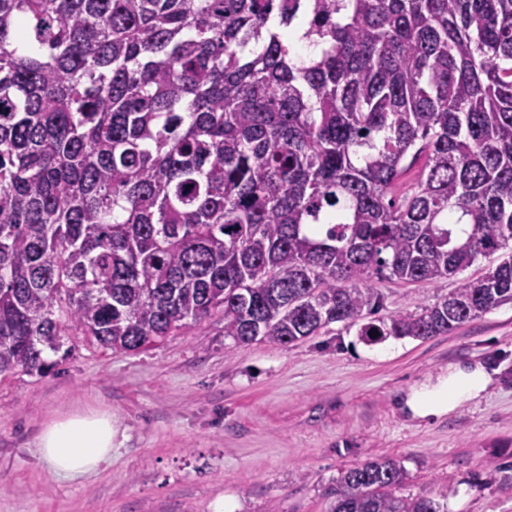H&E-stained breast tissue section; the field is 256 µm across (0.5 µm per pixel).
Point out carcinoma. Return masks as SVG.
<instances>
[{
    "instance_id": "cac0c4a2",
    "label": "carcinoma",
    "mask_w": 512,
    "mask_h": 512,
    "mask_svg": "<svg viewBox=\"0 0 512 512\" xmlns=\"http://www.w3.org/2000/svg\"><path fill=\"white\" fill-rule=\"evenodd\" d=\"M510 243L512 0H0V375L215 312L445 335L512 303V254L457 278ZM375 278L455 287L381 316ZM407 479L352 467L332 512H445Z\"/></svg>"
}]
</instances>
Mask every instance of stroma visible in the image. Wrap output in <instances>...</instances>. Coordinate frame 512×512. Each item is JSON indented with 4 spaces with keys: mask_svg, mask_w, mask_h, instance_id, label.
I'll use <instances>...</instances> for the list:
<instances>
[{
    "mask_svg": "<svg viewBox=\"0 0 512 512\" xmlns=\"http://www.w3.org/2000/svg\"><path fill=\"white\" fill-rule=\"evenodd\" d=\"M383 315L415 310L451 281L376 279ZM47 376H0V512H330L341 472L400 461L404 494L447 512H512V304L447 335L363 342L334 323L280 347L234 346L224 319L188 324L149 349L113 352L72 333ZM482 369L486 391L440 417L408 405L413 388ZM111 410L112 462L80 482L37 454L65 410Z\"/></svg>",
    "mask_w": 512,
    "mask_h": 512,
    "instance_id": "obj_1",
    "label": "stroma"
}]
</instances>
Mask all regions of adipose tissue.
<instances>
[{
  "label": "adipose tissue",
  "mask_w": 512,
  "mask_h": 512,
  "mask_svg": "<svg viewBox=\"0 0 512 512\" xmlns=\"http://www.w3.org/2000/svg\"><path fill=\"white\" fill-rule=\"evenodd\" d=\"M489 382V376L479 369L455 372L438 388L415 392L410 406L423 416L438 415L459 401L477 397ZM116 435L109 411H63L42 426L37 448L41 461L58 477L78 480L111 461Z\"/></svg>",
  "instance_id": "1"
}]
</instances>
